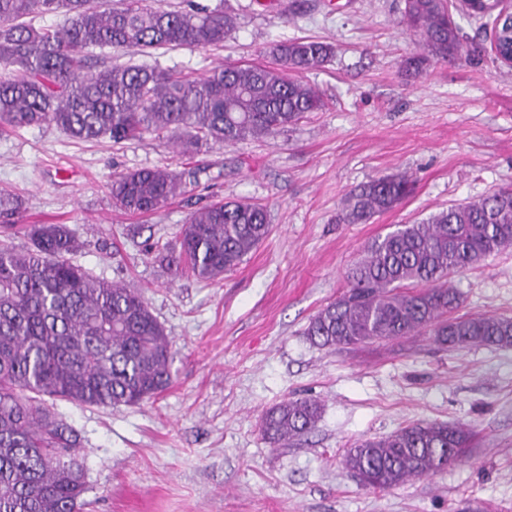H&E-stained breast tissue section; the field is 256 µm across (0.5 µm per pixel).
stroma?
Instances as JSON below:
<instances>
[{
	"instance_id": "1",
	"label": "stroma",
	"mask_w": 512,
	"mask_h": 512,
	"mask_svg": "<svg viewBox=\"0 0 512 512\" xmlns=\"http://www.w3.org/2000/svg\"><path fill=\"white\" fill-rule=\"evenodd\" d=\"M228 2L238 25L221 49H160L158 63L269 65L278 42L320 40L335 53L302 79L322 111L195 153L164 136L76 141L52 124L0 136V190L22 200L17 226L70 225L82 244L75 261L137 288L172 343V382L154 399L58 402L82 440L83 512H512V347L459 353L416 336L336 350L306 336L368 241L512 187V67L491 52V19L456 13L479 52L410 77L403 65L423 48L402 22L403 0ZM156 167L186 174L185 193L147 214L113 206V174ZM399 174L413 182L400 205L367 224L337 223L351 191ZM218 199L265 206L270 235L220 279L174 274L155 243L178 246L189 214ZM452 284L462 312L512 317V247ZM291 398L317 400L321 419L270 444L264 415ZM418 421L468 425L466 459L389 491L345 469L357 441Z\"/></svg>"
}]
</instances>
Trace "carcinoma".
<instances>
[{"label":"carcinoma","instance_id":"carcinoma-1","mask_svg":"<svg viewBox=\"0 0 512 512\" xmlns=\"http://www.w3.org/2000/svg\"><path fill=\"white\" fill-rule=\"evenodd\" d=\"M60 14L57 26L37 25ZM509 18H494L496 49L512 54ZM403 22L425 54L408 59L418 73L433 57L460 58L462 29L448 0H404ZM236 14L197 0L176 7L118 0H0V134L53 124L70 138L113 143L147 134L177 139L183 148L233 145L278 133L325 107L312 86L296 78L322 67L327 43L304 38L275 44L276 66L226 63L204 72L150 64L109 66L87 75L89 48L219 49ZM166 168L113 177L112 201L126 212H154L182 192ZM412 192L404 175L372 179L351 193L338 224H366ZM17 202L0 193V222L14 228ZM267 209L225 201L190 213L179 253L155 245L182 274L214 281L239 265L269 234ZM19 251L0 242V512H79L88 490L76 449L78 435L54 401L83 406L136 405L171 383L172 343L134 287L107 281L71 261L78 240L67 224H32ZM512 247V188L451 205L427 220L404 224L368 243L348 268L349 289L310 320L307 336L321 348L429 335L443 349L512 347V318L461 314L451 278ZM321 417L313 399H287L265 417L274 445L311 432ZM470 429L463 423L419 422L350 448L346 469L372 490H388L463 460Z\"/></svg>","mask_w":512,"mask_h":512}]
</instances>
